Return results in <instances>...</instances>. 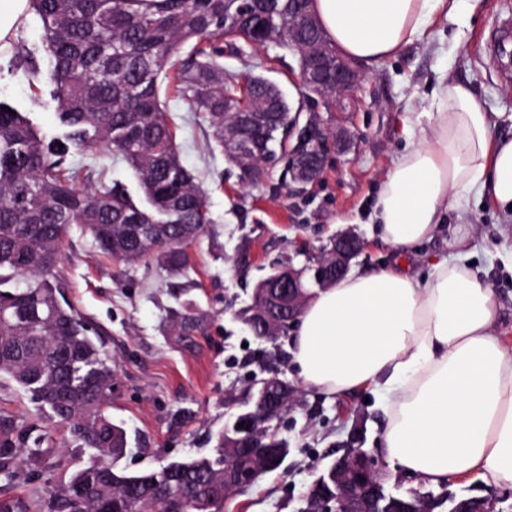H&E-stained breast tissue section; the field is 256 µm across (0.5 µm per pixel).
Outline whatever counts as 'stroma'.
Wrapping results in <instances>:
<instances>
[{
  "mask_svg": "<svg viewBox=\"0 0 512 512\" xmlns=\"http://www.w3.org/2000/svg\"><path fill=\"white\" fill-rule=\"evenodd\" d=\"M506 18L512 19V0H481L471 14L434 15L420 41L374 67H361L347 111L324 115L347 131L346 146L329 151L318 182L301 191L279 167L257 183L240 184L238 169L212 139L207 113L168 96L181 161L198 175L212 218L190 248L191 270L173 278L151 264L126 267L102 256L77 225L63 241L58 267L66 296L101 330L117 366L109 412L128 435L121 469L136 473L209 455L216 433L251 407L253 379L276 376L297 387V403L279 423L288 454L278 469L228 499L224 512H298L301 496L341 454L358 419L366 423L365 446L378 468L400 490L417 487L414 477L392 471L380 451L387 417L372 389L333 396L302 385L289 335L258 338L241 313L271 263L290 259L302 266L300 250L318 251L346 231L367 244L353 268L393 263L369 215L397 154L412 143L419 114L429 111L439 77L467 84L490 112L495 135L512 137V42L504 51L490 50L494 29ZM224 68L241 78L269 73L293 109L307 106L298 57L289 49L270 44L251 55H228ZM0 102L23 112L43 137L58 134L50 85L32 86L22 72L1 68ZM461 224L469 229L465 246L478 275L494 291L496 327L512 344V270L498 257L512 245V219L491 203L445 210L434 237L414 247L407 267L426 278ZM188 301L207 321L203 332L181 336L167 313ZM0 414L36 422L48 449L43 462L18 480L0 477V500L20 502L26 512H46L51 491L68 481L88 453L69 443L64 429L38 413L14 382H0Z\"/></svg>",
  "mask_w": 512,
  "mask_h": 512,
  "instance_id": "1",
  "label": "stroma"
}]
</instances>
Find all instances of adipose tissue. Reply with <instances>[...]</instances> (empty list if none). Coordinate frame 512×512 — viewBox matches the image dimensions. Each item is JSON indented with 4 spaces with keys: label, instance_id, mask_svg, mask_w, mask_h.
<instances>
[{
    "label": "adipose tissue",
    "instance_id": "1",
    "mask_svg": "<svg viewBox=\"0 0 512 512\" xmlns=\"http://www.w3.org/2000/svg\"><path fill=\"white\" fill-rule=\"evenodd\" d=\"M480 0H313L330 40L373 66L420 40L435 14ZM419 141L397 156L372 220L396 254L432 238L448 204L512 212V138L495 136L469 87L439 82ZM493 291L450 247L427 278L403 263L350 271L307 301L290 351L302 382L331 395L374 388L389 416L381 451L427 484L474 476L512 486V349Z\"/></svg>",
    "mask_w": 512,
    "mask_h": 512
}]
</instances>
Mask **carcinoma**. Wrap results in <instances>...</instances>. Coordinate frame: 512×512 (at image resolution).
<instances>
[{"label":"carcinoma","instance_id":"cac0c4a2","mask_svg":"<svg viewBox=\"0 0 512 512\" xmlns=\"http://www.w3.org/2000/svg\"><path fill=\"white\" fill-rule=\"evenodd\" d=\"M40 21L50 67L19 55L13 67L30 82L53 85L63 133L42 138L21 112L0 102V379L15 382L63 426L85 464L49 500V512H223L224 475L255 470L252 483L283 462L288 445L274 422L248 413L218 433L212 454L127 474L117 466L128 445L108 412L117 368L97 329L64 297L55 268L71 225L88 233L99 253L129 267L154 261L172 277L192 269L183 242L210 222L208 198L180 159L162 90L169 87L194 112L209 115L213 137L238 169L264 156L288 154V100L263 76L239 82L224 75V47L246 54L276 43L298 50L288 30L295 0H29ZM234 113L224 112V103ZM117 155L132 168L144 203L127 185L69 161L71 150ZM284 267L254 289L243 322L260 338L261 305ZM189 335L205 314L188 301L170 312ZM243 427H238V424ZM44 439L0 414V476L13 481L43 455ZM382 512H414L431 498L432 512H461L468 495L387 491ZM312 509H331L343 494L326 472L310 488Z\"/></svg>","mask_w":512,"mask_h":512}]
</instances>
